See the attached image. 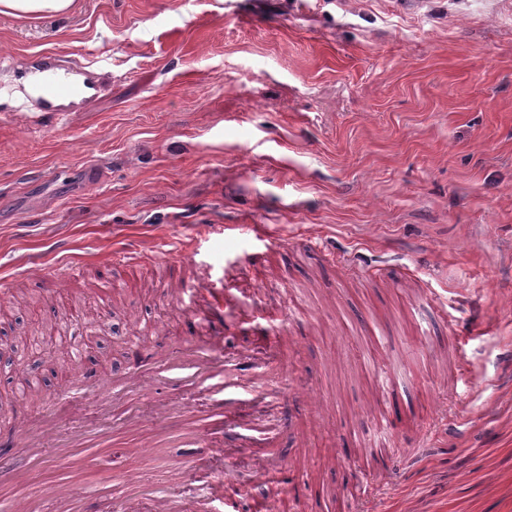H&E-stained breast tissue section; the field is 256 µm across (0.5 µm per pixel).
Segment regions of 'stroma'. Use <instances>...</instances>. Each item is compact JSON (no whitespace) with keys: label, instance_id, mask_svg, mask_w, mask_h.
I'll use <instances>...</instances> for the list:
<instances>
[{"label":"stroma","instance_id":"35a3bbf8","mask_svg":"<svg viewBox=\"0 0 512 512\" xmlns=\"http://www.w3.org/2000/svg\"><path fill=\"white\" fill-rule=\"evenodd\" d=\"M51 54L87 67L99 94L64 112L27 103L26 72ZM197 224L215 230L181 287L154 294L165 269L152 254ZM240 224L283 244L266 249ZM128 246L148 255L138 286L93 291ZM68 262L82 271L62 284L33 272ZM205 273L238 310L225 349L251 350L262 326L278 343L254 390L268 398L293 378L278 436L229 458L212 449L192 470L164 449L124 512L171 493L208 512L230 497L339 512L367 455L350 436L383 411L358 322L389 329L379 361L417 381L399 394L404 419L425 422L446 400L461 419L395 483L376 465L378 512H512V0H75L63 16L0 15V341L64 309L119 327L85 358L0 368V432L57 418L43 445L20 448L28 469L62 465L71 426L128 408L150 430L163 406L214 400L161 379L117 400L103 391L137 371L136 351L186 352L183 328L210 298L187 306L182 287ZM425 289L448 305L426 342L412 313ZM292 297L308 316L280 324ZM460 358L472 384L454 378ZM270 454L289 483L256 475ZM230 463L239 482L224 480ZM136 465L125 448L95 460L81 512H114L92 488Z\"/></svg>","mask_w":512,"mask_h":512}]
</instances>
